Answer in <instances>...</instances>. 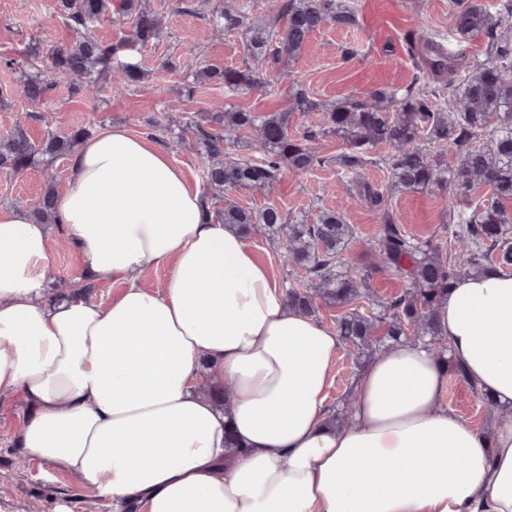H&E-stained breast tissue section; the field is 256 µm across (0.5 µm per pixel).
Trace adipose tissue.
<instances>
[{"label":"adipose tissue","mask_w":512,"mask_h":512,"mask_svg":"<svg viewBox=\"0 0 512 512\" xmlns=\"http://www.w3.org/2000/svg\"><path fill=\"white\" fill-rule=\"evenodd\" d=\"M69 170L55 223L123 289L46 303L50 226L0 207V393L31 407V456L144 512H512V423L486 434L448 411L427 350L378 352L350 426L327 427L339 336L289 307L167 152L106 127ZM153 266L159 290L138 280ZM438 321L469 380L512 403V275L459 278ZM204 381L232 384L226 410ZM228 426L245 448L229 458Z\"/></svg>","instance_id":"ef3b65f1"}]
</instances>
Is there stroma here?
Returning <instances> with one entry per match:
<instances>
[{
	"label": "stroma",
	"instance_id": "obj_1",
	"mask_svg": "<svg viewBox=\"0 0 512 512\" xmlns=\"http://www.w3.org/2000/svg\"><path fill=\"white\" fill-rule=\"evenodd\" d=\"M226 0H145L146 7L162 18L161 37L133 51L146 71L144 79L124 93L112 90L110 76L99 82L96 97L76 90L74 81L47 71L43 77L52 89L43 105L30 104L22 95V73L8 67L10 59L41 55L50 45H68L76 32L52 19L54 0H0V136L23 123L34 142L48 134L60 136L86 128L90 132L120 125L165 150L199 189L210 213L222 211L226 202L258 209L269 204L285 215L316 213L318 208L343 206L347 180L338 163L344 151L342 140L330 136L323 142L326 162L307 172L282 168L277 180L258 190L207 188L203 181L204 160L196 149V124L205 123L216 105L257 113L291 109V89L299 84L313 100L330 104L351 92L362 95L384 88H404L415 81L439 85V78L425 76L410 52L409 36L424 34L448 41L452 31L451 0H350L357 23L350 29L328 26L310 39L302 56L283 67L280 91L269 95L262 90L232 93L223 86L194 83L191 72L203 65L245 67L247 59L237 33H219L210 15L224 7ZM172 69H165V62ZM192 97L190 111L176 108L179 99ZM69 159L61 157L51 165L37 164L14 174L0 171V206L30 209L39 197L47 177H54L56 189L68 182ZM449 189L437 186L426 191L393 193L387 207L401 227L422 239L450 238ZM348 222L356 235L349 255L358 267L376 263L369 245L374 242L380 221L363 205L348 209ZM255 258L270 266L282 287L300 278L299 269L285 265L279 244L264 229L248 236ZM48 246L56 266L48 282L83 276L86 261L59 225H52ZM363 368L350 348H342L334 362L328 389L329 413L351 407L358 376ZM449 410L472 427L488 431L512 420V405L488 407L474 397L470 388L449 379L444 398ZM28 412L23 400L0 393V512H125L120 502L82 485L72 475L25 455L16 445V434Z\"/></svg>",
	"mask_w": 512,
	"mask_h": 512
}]
</instances>
